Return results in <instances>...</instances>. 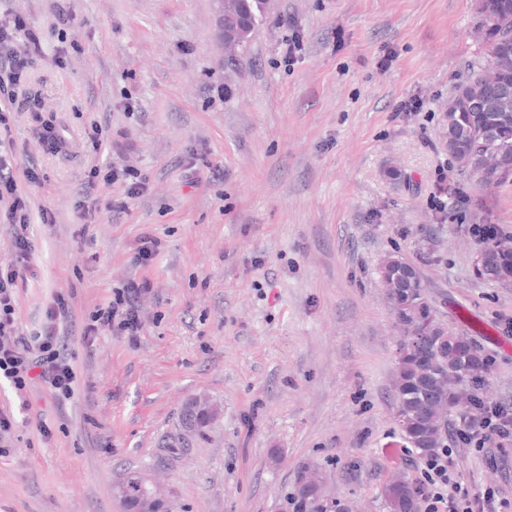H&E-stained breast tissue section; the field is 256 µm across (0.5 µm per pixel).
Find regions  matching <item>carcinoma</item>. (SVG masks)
Here are the masks:
<instances>
[{
    "instance_id": "cac0c4a2",
    "label": "carcinoma",
    "mask_w": 512,
    "mask_h": 512,
    "mask_svg": "<svg viewBox=\"0 0 512 512\" xmlns=\"http://www.w3.org/2000/svg\"><path fill=\"white\" fill-rule=\"evenodd\" d=\"M271 6V0H224V14L237 19L240 26L236 39L237 51L226 56L227 64L237 61L238 51L250 41L258 24ZM476 23L485 27V60H474L468 64V74L460 82L448 103L456 108L445 113L451 146L448 154L454 159L458 171L468 174L479 182L490 178L496 182L512 177V129L503 130L500 137L505 143L499 146L500 173L483 175L475 169L463 167L465 157L482 146L494 143L481 139L489 126L498 121V113L489 110L484 97L490 96L494 86L486 88L485 95L477 93L482 70L494 59H499L500 79L512 85V0H482ZM479 266L484 279L501 283L512 281V254L499 251L497 242H485L479 251ZM405 264L414 279L397 290L396 319L401 325L419 326L427 335L413 345L400 348L394 379V400L399 405V426L407 441L413 444L421 457H427L445 444L450 426L465 428L474 424L470 408L479 405L480 392L486 390L489 365L479 348L463 336L448 332L441 336L442 322L427 297V284L419 270L403 259L390 254L385 266L380 268L383 276L392 272L394 263ZM434 360L430 371L423 372L422 359ZM457 367L463 379L457 383L443 380L442 370ZM425 490L420 485L408 482L402 490L383 486L382 495L388 512H419L420 501ZM304 512H343L339 500H330L324 493L302 490Z\"/></svg>"
}]
</instances>
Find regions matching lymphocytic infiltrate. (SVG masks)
<instances>
[{
    "label": "lymphocytic infiltrate",
    "instance_id": "f902f5d3",
    "mask_svg": "<svg viewBox=\"0 0 512 512\" xmlns=\"http://www.w3.org/2000/svg\"><path fill=\"white\" fill-rule=\"evenodd\" d=\"M41 38L28 18L15 13L0 19V91L21 83L31 66L42 58ZM16 159L0 136V215L17 226L12 255L0 265V377L16 390H25L32 380H41L56 399H69L74 390L76 373L67 355V346L56 333L59 320L67 318L69 307L64 298H56L46 310L47 325L34 338L29 353H20L13 338L16 286L32 251L25 230L30 222V206L14 177ZM120 182L123 198L113 200L110 208L123 211L129 199L143 195L146 182L130 169L101 171L92 168L85 180L87 189L98 181ZM141 284L128 282L114 289L106 305L96 307L82 327L84 341L104 332H116L136 338L142 329L135 300ZM512 443V408L500 402L481 406V419L476 426L453 437L451 447L441 455L426 459L422 465L425 503L428 512H512V498L498 487H487L473 493L456 479L455 457L459 449L478 455L488 453L490 445Z\"/></svg>",
    "mask_w": 512,
    "mask_h": 512
}]
</instances>
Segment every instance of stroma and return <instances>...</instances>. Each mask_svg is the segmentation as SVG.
Instances as JSON below:
<instances>
[{
	"instance_id": "35a3bbf8",
	"label": "stroma",
	"mask_w": 512,
	"mask_h": 512,
	"mask_svg": "<svg viewBox=\"0 0 512 512\" xmlns=\"http://www.w3.org/2000/svg\"><path fill=\"white\" fill-rule=\"evenodd\" d=\"M474 7L271 0L231 72L215 0H0V17L25 14L45 51L10 118L33 245L15 331L41 333L46 306L65 297L57 331L77 376L62 402L41 381L20 392L0 378L15 420L0 512H123L116 486L130 472L168 512H279L307 464L355 512H388L390 476L423 481L395 418L399 331L378 276L390 254L420 270L438 318L488 357L489 400L512 404V286L476 276L467 230L496 224L512 238V178L487 187L460 175L443 121L477 56ZM295 33L289 64L281 44ZM411 97L422 110L399 111ZM43 121L65 152L42 147ZM95 166L134 170L147 190L115 217L106 206L124 188L99 182L84 224ZM146 234L162 250L142 266ZM132 279L149 283L137 340L83 343L90 313ZM199 395L220 412L179 444L182 407ZM456 463L469 491H512V457Z\"/></svg>"
}]
</instances>
